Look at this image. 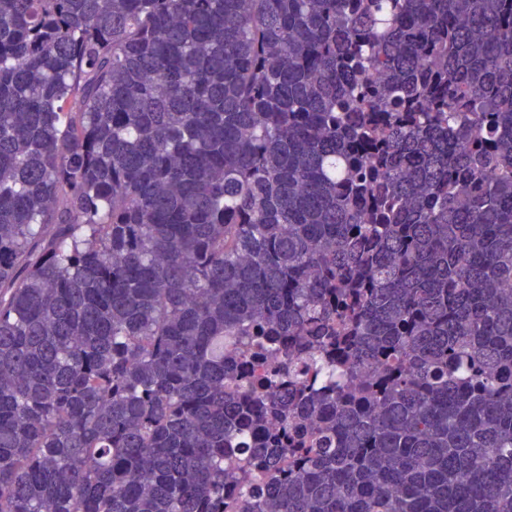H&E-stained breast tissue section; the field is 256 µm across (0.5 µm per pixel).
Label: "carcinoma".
Masks as SVG:
<instances>
[{
    "label": "carcinoma",
    "mask_w": 512,
    "mask_h": 512,
    "mask_svg": "<svg viewBox=\"0 0 512 512\" xmlns=\"http://www.w3.org/2000/svg\"><path fill=\"white\" fill-rule=\"evenodd\" d=\"M0 512H512V0H0Z\"/></svg>",
    "instance_id": "carcinoma-1"
}]
</instances>
